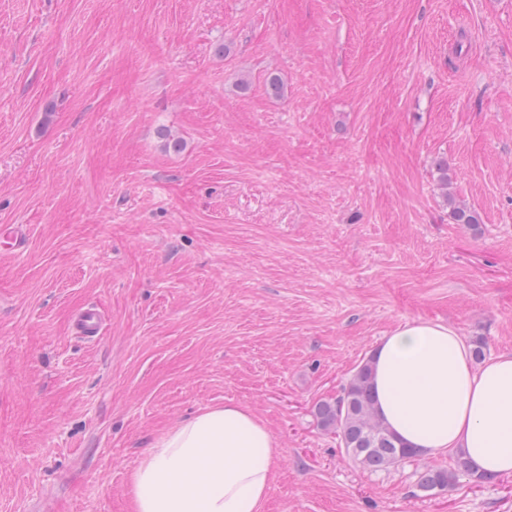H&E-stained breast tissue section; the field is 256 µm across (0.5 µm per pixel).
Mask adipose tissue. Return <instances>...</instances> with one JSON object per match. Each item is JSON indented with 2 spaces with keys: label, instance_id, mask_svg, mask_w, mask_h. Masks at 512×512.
<instances>
[{
  "label": "adipose tissue",
  "instance_id": "obj_1",
  "mask_svg": "<svg viewBox=\"0 0 512 512\" xmlns=\"http://www.w3.org/2000/svg\"><path fill=\"white\" fill-rule=\"evenodd\" d=\"M380 417L424 456L463 453L470 468L512 476V352L474 364L449 325H400L374 356ZM280 451L265 422L228 402L172 427L130 477L134 512H261Z\"/></svg>",
  "mask_w": 512,
  "mask_h": 512
}]
</instances>
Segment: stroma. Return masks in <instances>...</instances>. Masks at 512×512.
Returning a JSON list of instances; mask_svg holds the SVG:
<instances>
[{
    "label": "stroma",
    "mask_w": 512,
    "mask_h": 512,
    "mask_svg": "<svg viewBox=\"0 0 512 512\" xmlns=\"http://www.w3.org/2000/svg\"><path fill=\"white\" fill-rule=\"evenodd\" d=\"M7 226L0 512H133L147 449L227 401L280 450L262 512H512L314 413L410 321L512 352V0H0ZM437 179L441 189L443 190L446 201L450 203L451 214L450 217L456 224H467V226H473L479 224V217L477 213L465 204H457L451 198L448 199V162L445 160H439L436 163ZM73 328L84 337L95 338L102 331V316L97 309H85L75 316Z\"/></svg>",
    "instance_id": "35a3bbf8"
}]
</instances>
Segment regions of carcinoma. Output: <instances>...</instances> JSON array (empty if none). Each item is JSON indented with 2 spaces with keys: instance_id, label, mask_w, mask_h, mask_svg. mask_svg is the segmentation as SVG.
<instances>
[{
  "instance_id": "obj_1",
  "label": "carcinoma",
  "mask_w": 512,
  "mask_h": 512,
  "mask_svg": "<svg viewBox=\"0 0 512 512\" xmlns=\"http://www.w3.org/2000/svg\"><path fill=\"white\" fill-rule=\"evenodd\" d=\"M450 217L456 224L479 223L477 213L464 204L449 200ZM320 426L336 435L340 444L362 469L376 471L394 467L416 456L381 420L374 407L372 359L360 364L343 386L341 393L315 407ZM475 482L486 480L475 475L461 453H456L455 467H430L420 473L416 488L422 492L449 488L459 474Z\"/></svg>"
}]
</instances>
